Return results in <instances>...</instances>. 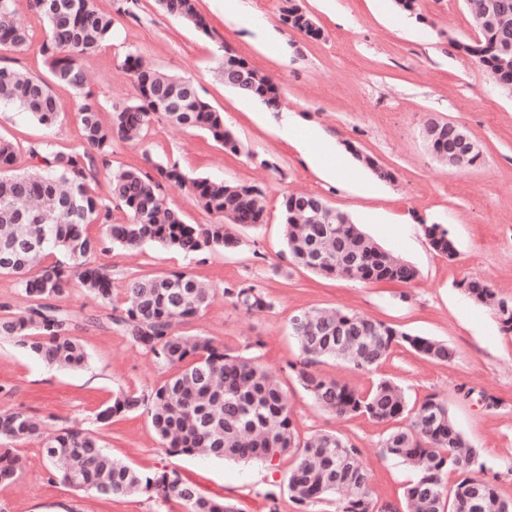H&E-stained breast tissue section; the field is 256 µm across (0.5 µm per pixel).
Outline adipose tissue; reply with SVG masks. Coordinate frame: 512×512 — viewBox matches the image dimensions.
<instances>
[{"label": "adipose tissue", "instance_id": "obj_1", "mask_svg": "<svg viewBox=\"0 0 512 512\" xmlns=\"http://www.w3.org/2000/svg\"><path fill=\"white\" fill-rule=\"evenodd\" d=\"M281 135L297 148L314 171L334 180L349 178L348 154L317 125L291 122Z\"/></svg>", "mask_w": 512, "mask_h": 512}]
</instances>
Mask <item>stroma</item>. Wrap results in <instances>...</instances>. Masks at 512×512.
Masks as SVG:
<instances>
[{
	"mask_svg": "<svg viewBox=\"0 0 512 512\" xmlns=\"http://www.w3.org/2000/svg\"><path fill=\"white\" fill-rule=\"evenodd\" d=\"M301 3L321 29L320 38L286 30L279 20L281 0H240L255 23L271 25L283 46L274 56L262 51L250 32L225 20L215 0H197L209 22L205 34L164 12L156 0H94L114 20L111 38L82 60L103 123H110L113 105L135 94L121 68L133 53L164 72L190 78L240 142L232 153L202 131L154 124L142 142L115 143L111 167L99 169L92 184L96 194L110 199L111 168L141 164L147 152L178 162L192 177L257 186L267 207L266 224L239 231L238 244L219 252L189 258L154 244L128 252L106 240L96 262L111 272L117 298L134 274L186 272L218 288L240 282L259 286L271 301L269 309L248 315L219 295L180 325V332L209 339L225 353L254 358L273 371L299 436L323 431L349 439L371 472L373 499L395 512L405 510L414 468L382 454L379 443L389 424L364 416L340 418L315 403L288 368L300 354L291 320L303 311L342 309L448 343L455 357L445 364L398 346L371 373L332 360L318 370L364 391L378 380H391L412 407L432 394L445 399L486 476L496 477L501 495L512 499V335L503 334L489 308L471 301L461 286L480 280L512 298V94L455 49L454 40L476 36L462 0H417L411 14L394 0ZM15 7L31 25L33 38L22 50H0V65L48 77L40 50L44 25L31 15L27 0H15ZM229 53L276 78L279 111L225 85L222 65ZM53 92L63 114L51 128L17 107L0 105V136L18 148L15 171L30 166L31 143L49 140L64 153L80 144L77 95L62 84ZM291 113L318 124L342 146L372 156L393 172V180H374L364 168L355 181H330L314 172L278 134ZM429 116L465 126L482 149L480 164L452 171L436 161L422 137ZM292 193L321 196L413 265L417 277L407 284H365L292 264L281 224L283 199ZM426 223L447 225L455 258L430 248L422 231ZM59 304L77 316L73 334L86 348V366L49 368L21 345L0 339V410H25L49 430L76 426L101 432L114 459L148 475L178 470L200 492L235 504L240 512H298L288 493L273 501L266 497L272 485L285 483L290 458L245 462L176 454L141 410L100 426L96 414L116 393L150 392L174 370L133 348L118 331L95 324L103 310L80 284H73ZM489 395L498 399V407L487 406ZM14 452L22 471L14 483L0 485V512H182L179 504L151 490L102 498L49 480L39 440L16 444Z\"/></svg>",
	"mask_w": 512,
	"mask_h": 512,
	"instance_id": "obj_1",
	"label": "stroma"
}]
</instances>
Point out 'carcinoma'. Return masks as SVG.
<instances>
[{"instance_id":"obj_1","label":"carcinoma","mask_w":512,"mask_h":512,"mask_svg":"<svg viewBox=\"0 0 512 512\" xmlns=\"http://www.w3.org/2000/svg\"><path fill=\"white\" fill-rule=\"evenodd\" d=\"M483 10L468 12L477 38L455 42L473 58L502 91L512 93V0H479ZM169 14L206 34L209 23L196 0H158ZM33 14L47 26L42 53L55 82L82 92L87 80L79 59L96 52L111 35L112 15L97 10L94 0H29ZM279 19L289 30L318 38L321 31L299 0H282ZM30 29L15 17L14 0H0V48L23 49ZM122 68L133 80L135 96L112 106L111 124L100 119V107L85 95L79 107L82 148L57 152L49 141L28 148L38 161L30 170L12 172L15 145L0 137V275L16 278L26 299L33 300L19 313L0 316V337L25 347L44 365L57 369L83 367L87 352L71 335L75 315L52 301L66 297L77 278L110 313L107 322L127 341L179 370L147 396L118 393L97 420L108 424L112 416L146 408L165 444L177 454L234 461H271L290 456L286 489L300 512H313L323 502L336 512H384L371 497L370 473L358 461V448L344 437L328 432L300 439L279 380L252 359L230 356L208 340L178 334L176 326L190 321L214 297V289L187 273L136 276L128 279L122 305L114 303L111 273L94 261L100 240L92 237V224L105 227L112 245L137 249L153 243L187 256L205 254L237 243L234 231L256 228L266 221L260 194L252 186L189 177L176 163L158 162L142 154L141 166L111 173V200L127 221L111 224V205L91 190L99 166L111 163L116 140L142 139L151 125L167 122L202 129L225 150L236 153L238 139L225 125L224 115L200 97L187 78L146 68L129 54ZM242 95L276 111L281 104L279 85L269 75L249 68L247 83L235 87ZM0 103L27 112L45 127L58 123L62 106L48 82L17 69L0 66ZM438 132L424 140L429 153L450 169L473 167L482 157L474 147L460 163L448 158L455 122L430 118L425 125ZM355 158L376 177L391 181L393 173L377 161L353 151ZM171 188L186 189L197 204L216 216L215 224H188L166 204ZM305 194L285 197L284 237L288 252L299 266L317 274L362 283H409L416 269L385 251L363 233L351 218L325 207L313 224L302 211ZM433 250L448 255L453 243L442 224H422ZM59 254L63 260L45 265ZM467 296L492 307L500 330L512 334V304L504 307L484 282L462 283ZM224 297L247 313L270 307L253 286L224 288ZM306 322L291 323L301 359L289 365L299 383L321 408L341 417L365 415L381 423L397 422L408 413L402 390L382 380L364 393L358 388L319 375L313 366L323 359L342 360L360 371L381 364L394 346L407 344L424 357L447 363L454 356L448 344L410 335L389 324L360 314L336 310L304 312ZM40 440L49 479L102 496H124L141 489L154 490L165 501L178 503L183 512H240L234 506L202 494L172 470L146 476L112 459L100 435L86 429L62 428L45 434L27 412H0V442ZM381 452L420 471L405 492L410 512H473L466 503L470 491L479 494L478 512H512V500L501 496L496 479L477 475L483 469L478 453L457 428L446 400L429 395L416 407L410 423L392 429L381 441ZM21 460L9 448H0V485L13 483ZM463 475L448 487V472Z\"/></svg>"}]
</instances>
